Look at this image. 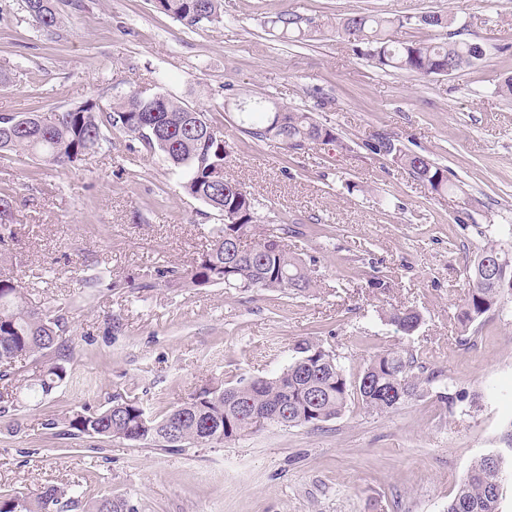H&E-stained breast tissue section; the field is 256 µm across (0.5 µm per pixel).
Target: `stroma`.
I'll return each instance as SVG.
<instances>
[{
    "label": "stroma",
    "instance_id": "stroma-1",
    "mask_svg": "<svg viewBox=\"0 0 512 512\" xmlns=\"http://www.w3.org/2000/svg\"><path fill=\"white\" fill-rule=\"evenodd\" d=\"M353 12H438L450 29L402 28V39L477 40L482 61L450 76L380 68L330 32ZM292 13L313 29L282 37ZM66 23L39 31L23 0H0V113L107 105L144 89L205 112L224 134L227 178L264 219L297 223L290 252L308 261L313 293L293 297L215 285L169 288L160 269H187L223 218L188 196L162 153L111 131L82 167L24 155L0 159L15 192L12 257L0 273L35 307L68 318L69 376L46 398L20 396L0 417V493L78 484L138 512H445L478 457L508 453L512 429V298L460 343L465 267L487 237L512 227V0H224V21L187 28L156 0H80ZM270 98L313 112L334 143L293 152L240 131L235 103ZM384 131L446 167L459 192L438 195L363 144ZM384 287H371L373 279ZM411 307L412 335L380 311ZM332 350L349 377L374 353L406 349L432 381L390 413L349 405L317 426H271L180 450L50 427L74 409L136 397L151 411L215 382L280 373L297 343ZM456 395L454 408L439 400ZM273 28L280 30L283 37L292 36L291 38L303 39L304 37H310L312 30L302 29L298 26L296 15L288 13L287 15H280L274 20L270 21Z\"/></svg>",
    "mask_w": 512,
    "mask_h": 512
}]
</instances>
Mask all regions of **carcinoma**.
<instances>
[{
    "instance_id": "cac0c4a2",
    "label": "carcinoma",
    "mask_w": 512,
    "mask_h": 512,
    "mask_svg": "<svg viewBox=\"0 0 512 512\" xmlns=\"http://www.w3.org/2000/svg\"><path fill=\"white\" fill-rule=\"evenodd\" d=\"M161 10L187 28L215 25L224 20V0H157ZM67 0H24L35 26L52 32L64 23L62 7ZM283 36L302 39L312 30L298 26L296 15H280L271 21ZM448 28L451 19L437 13L385 17L355 13L336 23V37L364 45L377 65L396 72L431 77L444 74L448 65L456 70L483 58L481 44L448 33V41H400L390 34L394 27ZM243 132L259 140H275L287 149L302 150L315 143L336 141L333 128L319 123L309 112L289 110L275 101L240 108ZM212 127L205 113L165 94L153 100L131 91L104 107L87 100L66 110L0 114V157L27 155L48 166L76 167L97 153L104 131L123 133L140 149L164 154L183 175V189L219 214L234 211L238 222L216 224L211 243L189 269L157 271L169 285L208 287L222 284L230 291L272 289L305 296L316 281L306 263L290 253L283 241L291 229L286 224L261 225L260 202L240 184L225 190L218 179L228 156L226 142L200 133L197 127ZM378 156H390L414 178L436 194L453 189L448 170L427 156L402 149L393 137L381 133L363 143ZM244 236L254 243L251 252H232L234 240ZM499 255L505 267L489 279L480 272V260ZM468 290L456 315L466 336L483 316L496 310L504 298L512 297V228L492 239L466 266ZM384 319L407 336L422 322L411 308H392ZM65 315L29 304L20 281L0 276V380L14 376L13 363L33 357L40 366L24 382L32 394L49 396L68 377V370L52 353L60 349L67 331ZM296 356L279 374L241 381L233 386L208 384L182 403L156 413L136 398L112 401L99 411L74 410L64 418L66 434L74 437L123 438L154 442L166 448L199 444H222L253 432L249 412L267 415L270 425L294 427L328 422L357 399L367 412L389 413L418 398L430 384L417 372V359L407 351L383 350L369 360L363 372L351 379L336 355L321 343L304 341L295 347ZM508 459L487 454L477 459L463 478L446 512H499L502 474ZM75 484L69 488L50 485L26 496L23 512H63L84 504L85 512H135L122 498L104 496L82 501Z\"/></svg>"
}]
</instances>
